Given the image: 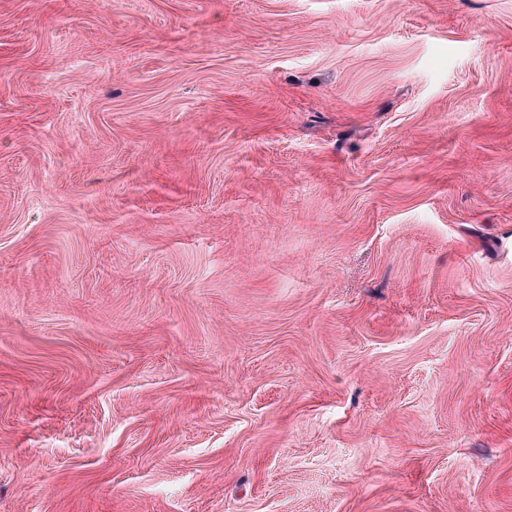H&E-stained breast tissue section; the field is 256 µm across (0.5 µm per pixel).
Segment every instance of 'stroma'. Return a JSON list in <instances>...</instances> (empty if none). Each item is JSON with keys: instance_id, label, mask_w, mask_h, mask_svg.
Here are the masks:
<instances>
[{"instance_id": "obj_1", "label": "stroma", "mask_w": 512, "mask_h": 512, "mask_svg": "<svg viewBox=\"0 0 512 512\" xmlns=\"http://www.w3.org/2000/svg\"><path fill=\"white\" fill-rule=\"evenodd\" d=\"M0 512H512V0H0Z\"/></svg>"}]
</instances>
